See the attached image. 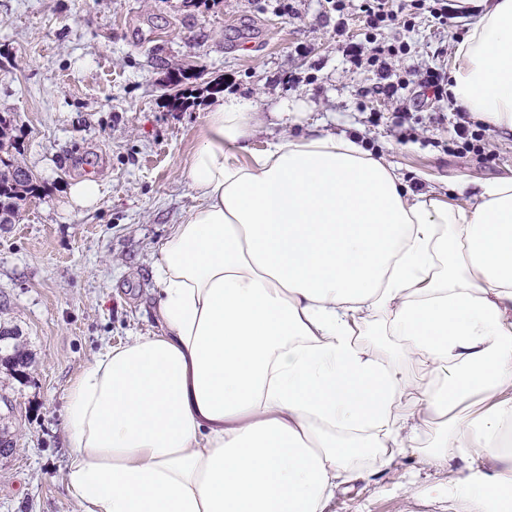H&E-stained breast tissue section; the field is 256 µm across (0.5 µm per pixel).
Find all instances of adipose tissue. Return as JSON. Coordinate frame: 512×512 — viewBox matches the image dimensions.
<instances>
[{"label": "adipose tissue", "instance_id": "1", "mask_svg": "<svg viewBox=\"0 0 512 512\" xmlns=\"http://www.w3.org/2000/svg\"><path fill=\"white\" fill-rule=\"evenodd\" d=\"M448 97L512 134V0H468ZM264 110L206 115L197 204L155 264L160 334L106 346L73 382L64 480L80 512H328L368 440L381 466L436 428L435 464L477 454L470 512L512 499V179L450 206L357 136L282 135L237 155ZM388 320L383 360L359 335ZM428 364L417 385L404 372ZM477 395L482 409H453Z\"/></svg>", "mask_w": 512, "mask_h": 512}]
</instances>
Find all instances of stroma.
<instances>
[{
  "mask_svg": "<svg viewBox=\"0 0 512 512\" xmlns=\"http://www.w3.org/2000/svg\"><path fill=\"white\" fill-rule=\"evenodd\" d=\"M359 5L349 0L340 37L326 0H297L292 15L278 14L274 0H0V115L39 186L16 222L0 226V325L18 331L31 358L19 377L0 365L14 441L0 456V512H78L63 481L69 388L103 345L158 333L154 264L169 225L196 204L185 170L224 94L267 110L304 100L289 133L358 135L412 191L437 188L452 204L460 182L512 177L511 135L485 132L490 163L473 150L449 152L458 112L418 94L417 71L448 72L464 18L448 33L426 14L386 31L410 47L390 61L409 76L391 99L375 72L343 54L346 41L364 39ZM181 71L192 97L175 110L163 87ZM289 72L302 83L282 85ZM400 105L413 111L402 125L393 119ZM86 176L102 185L99 203L65 208L68 186ZM432 436L423 424L417 448L393 467L340 485L329 512H469L458 479L470 464L455 459L450 472L425 464L419 449Z\"/></svg>",
  "mask_w": 512,
  "mask_h": 512,
  "instance_id": "1",
  "label": "stroma"
}]
</instances>
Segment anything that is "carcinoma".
Segmentation results:
<instances>
[{"label": "carcinoma", "mask_w": 512, "mask_h": 512, "mask_svg": "<svg viewBox=\"0 0 512 512\" xmlns=\"http://www.w3.org/2000/svg\"><path fill=\"white\" fill-rule=\"evenodd\" d=\"M11 123L0 116V224H10L16 217L19 202L37 192L35 175L17 158V141L9 136ZM8 366L14 375L24 374L30 360L15 343L8 349Z\"/></svg>", "instance_id": "obj_1"}]
</instances>
